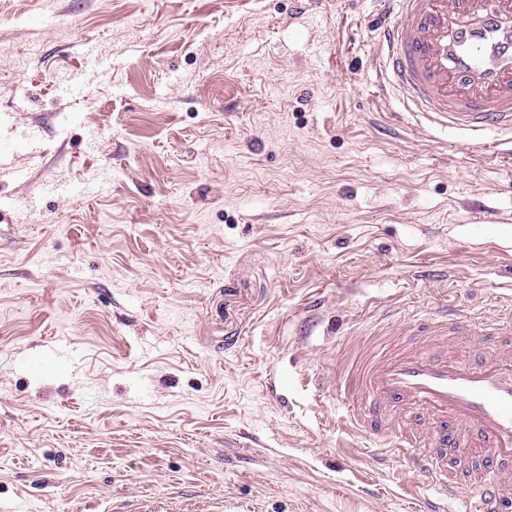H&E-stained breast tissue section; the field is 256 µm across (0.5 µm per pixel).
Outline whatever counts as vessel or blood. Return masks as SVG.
Instances as JSON below:
<instances>
[{"label": "vessel or blood", "instance_id": "obj_1", "mask_svg": "<svg viewBox=\"0 0 512 512\" xmlns=\"http://www.w3.org/2000/svg\"><path fill=\"white\" fill-rule=\"evenodd\" d=\"M372 65L430 130L512 134V0H384ZM488 347L460 357L454 339ZM313 382L339 402L370 456L407 463L454 496L460 453L476 457L463 512H512V307L473 312L434 299L376 312Z\"/></svg>", "mask_w": 512, "mask_h": 512}]
</instances>
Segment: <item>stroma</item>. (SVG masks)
Here are the masks:
<instances>
[{
  "instance_id": "stroma-1",
  "label": "stroma",
  "mask_w": 512,
  "mask_h": 512,
  "mask_svg": "<svg viewBox=\"0 0 512 512\" xmlns=\"http://www.w3.org/2000/svg\"><path fill=\"white\" fill-rule=\"evenodd\" d=\"M381 8L0 0V512H421L305 381L377 307L512 301V145L387 129Z\"/></svg>"
}]
</instances>
